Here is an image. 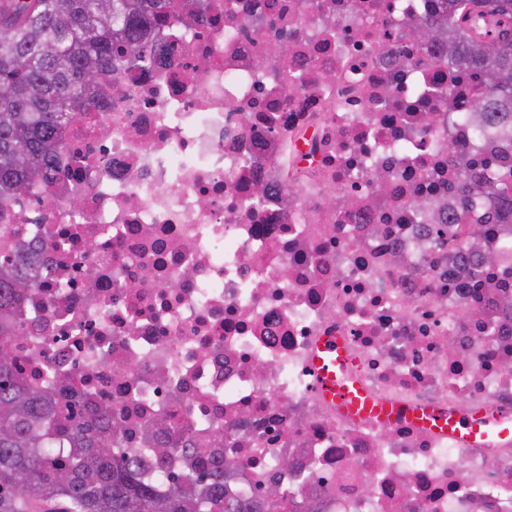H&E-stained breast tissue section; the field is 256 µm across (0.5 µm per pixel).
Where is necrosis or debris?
Segmentation results:
<instances>
[{
  "label": "necrosis or debris",
  "mask_w": 512,
  "mask_h": 512,
  "mask_svg": "<svg viewBox=\"0 0 512 512\" xmlns=\"http://www.w3.org/2000/svg\"><path fill=\"white\" fill-rule=\"evenodd\" d=\"M441 3L172 0L165 55L126 63L70 129L57 169L79 208L5 219L41 279L22 381L107 408L114 453L162 490L230 459L225 496L276 484L290 512H512L511 438L350 416L313 366L333 336L377 402L512 419V251L490 288L431 235L457 212L449 148L479 163L496 143L473 120L483 75L405 33Z\"/></svg>",
  "instance_id": "1"
}]
</instances>
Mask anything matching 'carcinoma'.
Segmentation results:
<instances>
[{
    "label": "carcinoma",
    "mask_w": 512,
    "mask_h": 512,
    "mask_svg": "<svg viewBox=\"0 0 512 512\" xmlns=\"http://www.w3.org/2000/svg\"><path fill=\"white\" fill-rule=\"evenodd\" d=\"M446 16L421 21L437 33L421 43L443 49L441 64L485 76L484 96L512 101V35L485 42L475 31L493 21L512 25V0H445ZM170 0H0V210L22 200L34 185L47 200L57 196L53 161L80 112H100L98 87L120 79L119 46L150 61L148 28L167 16ZM460 188L458 237L481 236L474 198L491 204L495 224L512 225V155L487 160L482 169L453 147ZM0 512H287V498L266 494L254 511L224 498V471L197 482L173 481L158 492L134 455L112 453L107 411L80 416L64 396L41 395L13 369L10 342L18 338L14 313L40 287L20 260L0 245Z\"/></svg>",
    "instance_id": "obj_1"
}]
</instances>
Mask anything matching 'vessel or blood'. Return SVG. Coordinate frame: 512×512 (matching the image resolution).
<instances>
[{
	"instance_id": "obj_1",
	"label": "vessel or blood",
	"mask_w": 512,
	"mask_h": 512,
	"mask_svg": "<svg viewBox=\"0 0 512 512\" xmlns=\"http://www.w3.org/2000/svg\"><path fill=\"white\" fill-rule=\"evenodd\" d=\"M345 360V353L336 337L329 336L321 341L315 357V367L322 390L352 415L372 416L384 422L395 420L396 409L373 403L372 400L365 398L358 388L339 380L337 370L343 367ZM409 418L419 426L439 428L467 441L486 438L492 432L491 426L483 417L462 420L443 416L433 408L412 412Z\"/></svg>"
}]
</instances>
